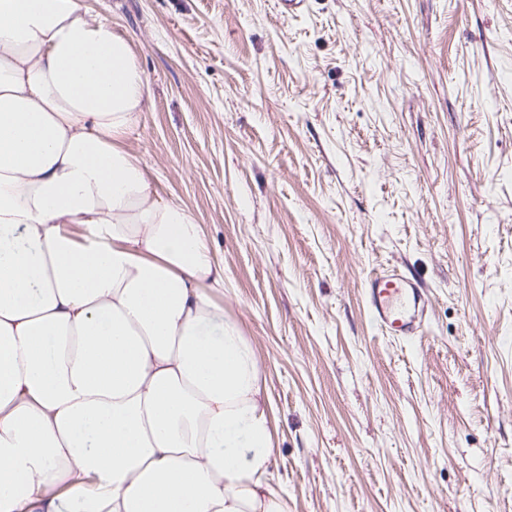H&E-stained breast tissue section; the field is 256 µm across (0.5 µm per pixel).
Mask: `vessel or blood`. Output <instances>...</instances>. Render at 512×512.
<instances>
[{"mask_svg": "<svg viewBox=\"0 0 512 512\" xmlns=\"http://www.w3.org/2000/svg\"><path fill=\"white\" fill-rule=\"evenodd\" d=\"M369 311L391 336H415L421 331L428 296L416 280L396 270L371 274L366 283Z\"/></svg>", "mask_w": 512, "mask_h": 512, "instance_id": "vessel-or-blood-1", "label": "vessel or blood"}]
</instances>
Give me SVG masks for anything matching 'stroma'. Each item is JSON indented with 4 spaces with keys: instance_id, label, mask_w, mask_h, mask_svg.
I'll list each match as a JSON object with an SVG mask.
<instances>
[{
    "instance_id": "35a3bbf8",
    "label": "stroma",
    "mask_w": 512,
    "mask_h": 512,
    "mask_svg": "<svg viewBox=\"0 0 512 512\" xmlns=\"http://www.w3.org/2000/svg\"><path fill=\"white\" fill-rule=\"evenodd\" d=\"M125 138L224 264L291 512H512V0H80ZM429 297L382 334L368 274Z\"/></svg>"
}]
</instances>
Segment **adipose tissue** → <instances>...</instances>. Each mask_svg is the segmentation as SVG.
<instances>
[{
	"label": "adipose tissue",
	"mask_w": 512,
	"mask_h": 512,
	"mask_svg": "<svg viewBox=\"0 0 512 512\" xmlns=\"http://www.w3.org/2000/svg\"><path fill=\"white\" fill-rule=\"evenodd\" d=\"M132 42L0 0V512H290L224 264L124 139Z\"/></svg>",
	"instance_id": "1"
}]
</instances>
